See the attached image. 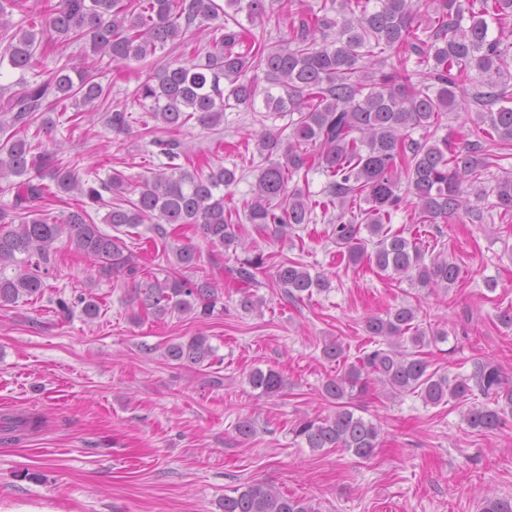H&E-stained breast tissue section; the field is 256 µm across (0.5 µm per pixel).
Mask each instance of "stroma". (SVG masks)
<instances>
[{"mask_svg":"<svg viewBox=\"0 0 512 512\" xmlns=\"http://www.w3.org/2000/svg\"><path fill=\"white\" fill-rule=\"evenodd\" d=\"M186 40L187 48L114 64L80 57L75 46H53L39 54L38 68L80 58L113 101L127 102L155 69L194 63L190 48L205 44V28L191 27ZM127 104L134 118L127 134L111 129L102 110L73 123L53 113L54 128L40 137L43 149L78 161L86 180L115 170L134 179L148 175L156 158L140 132L154 120L141 104ZM253 113L228 111L220 126L192 121L176 134L196 165L243 168V179L224 193L237 206L252 196L256 133H290L288 117L262 125ZM326 229L323 222L304 224L281 238L241 224L246 248L299 260L331 282L296 305L284 303L278 289L261 288L267 306L259 316L244 312L240 293L223 286L209 245L191 226L177 227L176 241L195 245L199 268L218 282L219 303L208 317L175 312L158 319L133 302L134 284L182 274L158 257L150 224L122 234L144 267L134 281L57 242L44 296L0 307V413L32 410L45 421L21 443L0 444V512H222L227 489L252 483L305 499L315 512H480L485 495L512 497V418L485 435L466 425L463 406L453 400L433 406L413 394L389 399L370 385L355 400L358 415L379 429L367 460L308 448L291 432L300 416L332 411L322 385L338 366L321 354L325 338H339L356 357L369 342L365 317L402 303L448 333L447 342L424 349L432 369L466 375L473 361L489 358L512 375V328L496 318L512 305V223L452 218L421 226L423 244L447 252L461 269L448 291L340 264ZM79 295L96 300L98 316L86 318L78 306L71 315L59 313V297ZM197 335L208 337L217 365L204 369L161 356L165 345ZM258 368L283 375L279 396H256L248 376ZM247 416L256 432L243 439L234 425Z\"/></svg>","mask_w":512,"mask_h":512,"instance_id":"35a3bbf8","label":"stroma"}]
</instances>
